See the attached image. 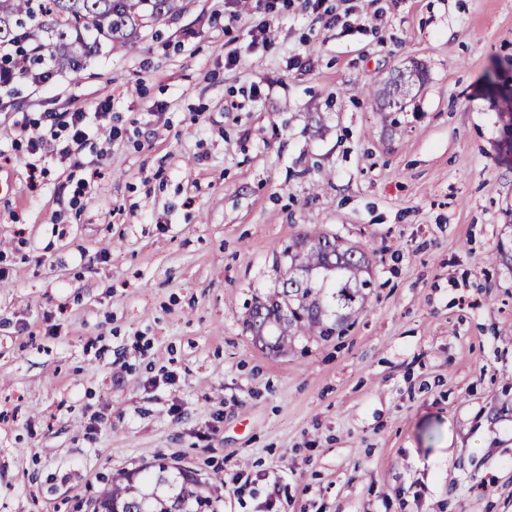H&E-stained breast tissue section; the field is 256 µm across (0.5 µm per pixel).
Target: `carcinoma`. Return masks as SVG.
<instances>
[{
  "label": "carcinoma",
  "instance_id": "cac0c4a2",
  "mask_svg": "<svg viewBox=\"0 0 512 512\" xmlns=\"http://www.w3.org/2000/svg\"><path fill=\"white\" fill-rule=\"evenodd\" d=\"M180 0H0V70H80L103 49L132 51L143 21L159 22L180 12ZM402 79L372 90L388 107L402 104ZM288 277L313 274L302 288H277L248 308L243 325L266 348L286 353L295 338L326 339L342 333L363 306L370 280L364 252L336 234H306L288 246ZM168 466L140 476L122 473L90 502L93 512H208L210 499L186 473L167 477Z\"/></svg>",
  "mask_w": 512,
  "mask_h": 512
}]
</instances>
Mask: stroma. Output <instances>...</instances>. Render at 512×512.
<instances>
[{
    "mask_svg": "<svg viewBox=\"0 0 512 512\" xmlns=\"http://www.w3.org/2000/svg\"><path fill=\"white\" fill-rule=\"evenodd\" d=\"M324 6L184 0L0 86V512H89L161 462L215 512H512V0ZM413 62L403 108L365 95ZM315 229L373 288L278 354L242 317ZM46 121L50 122V137L56 139V130L54 127L62 123L64 127L69 128L71 143L77 147L82 146L89 137V131L92 129L89 117L86 112H72L70 121L60 122L59 118L52 113L45 116Z\"/></svg>",
    "mask_w": 512,
    "mask_h": 512,
    "instance_id": "35a3bbf8",
    "label": "stroma"
}]
</instances>
